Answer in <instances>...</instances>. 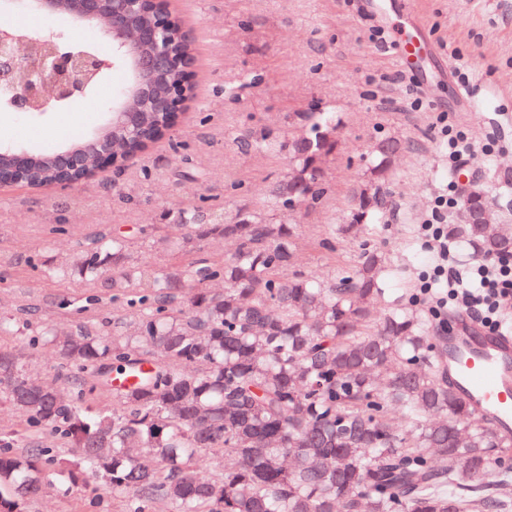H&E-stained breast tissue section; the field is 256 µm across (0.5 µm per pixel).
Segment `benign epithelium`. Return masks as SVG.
<instances>
[{
    "label": "benign epithelium",
    "mask_w": 512,
    "mask_h": 512,
    "mask_svg": "<svg viewBox=\"0 0 512 512\" xmlns=\"http://www.w3.org/2000/svg\"><path fill=\"white\" fill-rule=\"evenodd\" d=\"M26 6L50 15L75 16L86 28L109 37L116 50L132 44H145L153 49L148 65L170 77L158 107L175 118L185 111L187 87L195 77L194 54L170 47L174 34L189 38L182 21L169 9L153 13L144 27H128L117 15L104 7V0H76V5L61 11L54 0H28ZM15 34L7 12L0 13V104L13 112L43 114L59 106L72 107L90 92V86L112 70V58L103 59L72 46L61 31L49 30L31 34L26 41L33 46L30 54L20 56ZM125 156L115 149L112 139L100 144L98 170L123 164Z\"/></svg>",
    "instance_id": "1"
}]
</instances>
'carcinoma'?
<instances>
[{
    "label": "carcinoma",
    "instance_id": "1",
    "mask_svg": "<svg viewBox=\"0 0 512 512\" xmlns=\"http://www.w3.org/2000/svg\"><path fill=\"white\" fill-rule=\"evenodd\" d=\"M136 124L117 147L146 150L167 127L154 101H142ZM307 130L277 144L291 170L271 196L283 211L272 221L240 211L222 224H197L163 238L174 260L136 263L130 243L97 233L61 259V278L107 288L93 297L138 309L112 332L94 323L72 330L42 324L31 338L73 370L67 382L38 375L0 343V402L25 431L0 428V512H27L44 492L79 485L99 499H127L131 512H508L512 471L503 460L512 439L475 421L448 379L433 338L439 328L417 310L370 304L386 294L385 256L362 250L357 264L329 282L292 272L296 206L321 199L322 167L337 147L324 112L305 115ZM91 132L51 151L0 147V165L29 161V185L60 180L57 155H86L76 182L95 168ZM395 139L377 141L372 181L353 198L345 230L380 219ZM493 199L475 184L461 193L448 238L474 254H512V232L492 224ZM236 243L229 257L198 259L204 242ZM212 281L224 283L213 293ZM50 435L61 455L42 444ZM212 460L202 478L199 463Z\"/></svg>",
    "mask_w": 512,
    "mask_h": 512
}]
</instances>
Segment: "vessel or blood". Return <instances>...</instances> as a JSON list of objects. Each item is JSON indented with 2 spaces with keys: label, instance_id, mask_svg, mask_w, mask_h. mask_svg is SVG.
Masks as SVG:
<instances>
[{
  "label": "vessel or blood",
  "instance_id": "b4317fda",
  "mask_svg": "<svg viewBox=\"0 0 512 512\" xmlns=\"http://www.w3.org/2000/svg\"><path fill=\"white\" fill-rule=\"evenodd\" d=\"M448 373L476 411L512 435V336L461 317L446 341Z\"/></svg>",
  "mask_w": 512,
  "mask_h": 512
}]
</instances>
